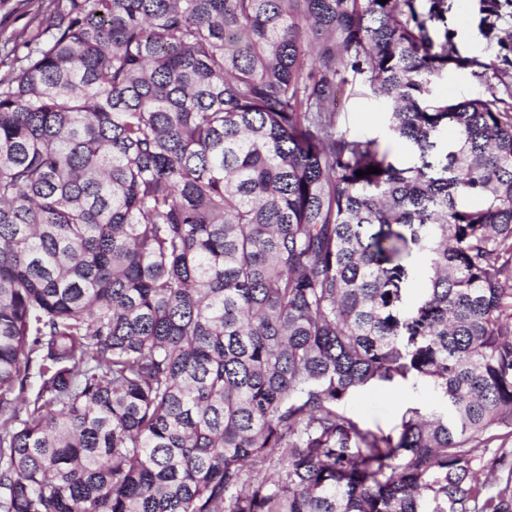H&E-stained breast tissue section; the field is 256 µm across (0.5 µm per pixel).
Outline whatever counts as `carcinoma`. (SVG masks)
I'll return each mask as SVG.
<instances>
[{
	"mask_svg": "<svg viewBox=\"0 0 512 512\" xmlns=\"http://www.w3.org/2000/svg\"><path fill=\"white\" fill-rule=\"evenodd\" d=\"M446 10L65 0L14 47L0 512H512V115L431 98ZM348 69L401 157L336 134ZM410 376L442 408L344 411Z\"/></svg>",
	"mask_w": 512,
	"mask_h": 512,
	"instance_id": "1",
	"label": "carcinoma"
}]
</instances>
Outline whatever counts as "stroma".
<instances>
[{"label": "stroma", "mask_w": 512, "mask_h": 512, "mask_svg": "<svg viewBox=\"0 0 512 512\" xmlns=\"http://www.w3.org/2000/svg\"><path fill=\"white\" fill-rule=\"evenodd\" d=\"M446 3L444 26L458 61L448 64L432 83L433 97L457 101L502 93L504 83H512V64L504 60L512 50V0H499L500 15L490 37L485 34L484 0ZM53 8V0H0V77L15 65V43L35 36L40 20ZM474 60L484 63L482 76H472ZM343 77V93L336 106L337 133L387 142L392 155H401L399 143L387 138L389 108L384 99L370 92L364 76L347 71ZM435 404L432 390L409 378L390 387L364 389L346 401L344 409L361 427L387 433L399 425L407 409L427 412Z\"/></svg>", "instance_id": "35a3bbf8"}]
</instances>
